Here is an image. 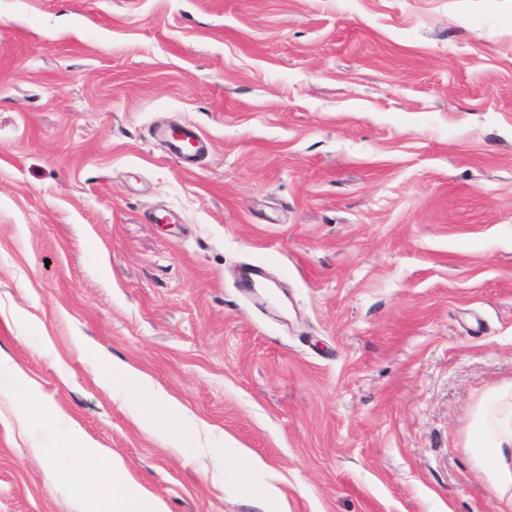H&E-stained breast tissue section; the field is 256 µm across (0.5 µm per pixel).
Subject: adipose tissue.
<instances>
[{
    "label": "adipose tissue",
    "mask_w": 512,
    "mask_h": 512,
    "mask_svg": "<svg viewBox=\"0 0 512 512\" xmlns=\"http://www.w3.org/2000/svg\"><path fill=\"white\" fill-rule=\"evenodd\" d=\"M96 369L113 395L123 399L137 412L144 428L159 432L167 441L186 442L190 419L181 404L151 390L143 374L125 364L101 359L97 361ZM33 397V389L25 375L0 357V399L15 401L19 426L28 424L30 410L27 403ZM67 448L78 451L79 461L71 475L83 486L86 501L91 506L104 508L105 512H165L161 503L132 481L127 470L112 454L99 448L70 421L58 434L56 445L47 448L45 454L56 462ZM210 454L220 475L233 480L261 476L264 500L278 497V477L261 461L242 450L228 457L223 449L214 448Z\"/></svg>",
    "instance_id": "ef3b65f1"
}]
</instances>
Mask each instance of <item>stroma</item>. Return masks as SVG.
<instances>
[{"instance_id": "35a3bbf8", "label": "stroma", "mask_w": 512, "mask_h": 512, "mask_svg": "<svg viewBox=\"0 0 512 512\" xmlns=\"http://www.w3.org/2000/svg\"><path fill=\"white\" fill-rule=\"evenodd\" d=\"M0 354V512H69L46 405L167 512H265L97 358L288 512H512V0H0ZM169 151L185 164L193 166L207 149V143L196 130L183 126L178 131L161 133ZM33 388L25 375L8 360L0 357V399L8 398L16 402V421L26 427L30 417L27 401L34 398ZM95 367L113 395L123 399L138 413L144 428L159 432L167 441L186 442L190 419L181 404L163 393L150 390L143 374L125 364L98 359ZM207 450L215 464V468L223 478L229 479L247 478L249 476L260 475L262 477V487L264 489L263 499L265 502L277 498L279 496V489L276 486L278 477L276 474L267 470L265 465L256 459L251 458L243 450L239 449L235 454L230 457L224 456L223 448H202Z\"/></svg>"}]
</instances>
